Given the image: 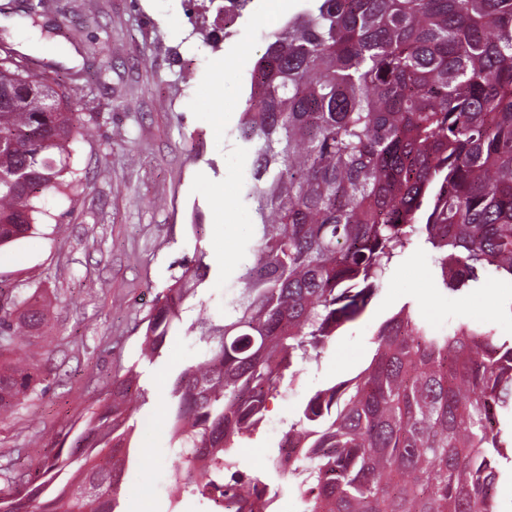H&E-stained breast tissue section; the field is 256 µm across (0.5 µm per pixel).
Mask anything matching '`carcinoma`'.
Here are the masks:
<instances>
[{
	"mask_svg": "<svg viewBox=\"0 0 512 512\" xmlns=\"http://www.w3.org/2000/svg\"><path fill=\"white\" fill-rule=\"evenodd\" d=\"M35 79L53 111L0 103V247L33 232L43 196L74 201L73 144L96 116L87 93L0 35V91ZM250 163L254 243L222 313L186 330L202 359L168 389L171 503L186 496L273 512L277 495L238 468L268 397L356 322L416 239L442 288L512 285V0H310L272 35L237 126ZM192 256L158 293L141 335L156 361L212 266ZM52 301L18 292L0 313V420L42 382L14 354L45 340ZM355 377L313 393L277 459L300 512H498L512 449V336L460 322L436 331L407 302ZM132 368L24 483L4 470L0 512H121L135 415Z\"/></svg>",
	"mask_w": 512,
	"mask_h": 512,
	"instance_id": "carcinoma-1",
	"label": "carcinoma"
}]
</instances>
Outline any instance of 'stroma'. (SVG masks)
I'll return each mask as SVG.
<instances>
[{
	"label": "stroma",
	"mask_w": 512,
	"mask_h": 512,
	"mask_svg": "<svg viewBox=\"0 0 512 512\" xmlns=\"http://www.w3.org/2000/svg\"><path fill=\"white\" fill-rule=\"evenodd\" d=\"M20 3L0 0V21H7L13 44L28 40L26 55L45 60L68 84H87L100 70L107 79L92 91L99 119L77 145L75 165L88 174L83 190L68 207L54 196L44 200L61 216L63 229L41 224L0 248V287L38 290L57 300L50 323L54 343L37 355L48 377L0 422V466L13 461L35 469L98 407L113 376L132 367L151 402L134 437L143 453L126 477L122 506L125 512H167L173 465L168 383L197 347L193 337L176 334L152 364L140 355L141 330L157 293L199 243L191 230L195 210L203 212L200 243L215 264L209 292L218 296L232 286L253 222L242 201L249 170L234 128L254 62L271 31L304 0H253L217 42L211 38L215 9L194 32L193 0H56V10L45 16L58 27L49 39L28 23L11 25ZM50 49L78 61L48 58ZM217 60L224 63L219 75L212 68ZM209 98L224 114L223 133L198 110ZM204 174L212 190L200 186ZM408 301L436 329L465 321L512 336L511 284L489 275L481 288L447 293L430 250L415 243L363 317L336 337L319 363L306 365L293 385L269 399L259 432L238 453L241 471L279 485L268 460L289 422L316 390L369 365L380 325Z\"/></svg>",
	"instance_id": "1"
}]
</instances>
